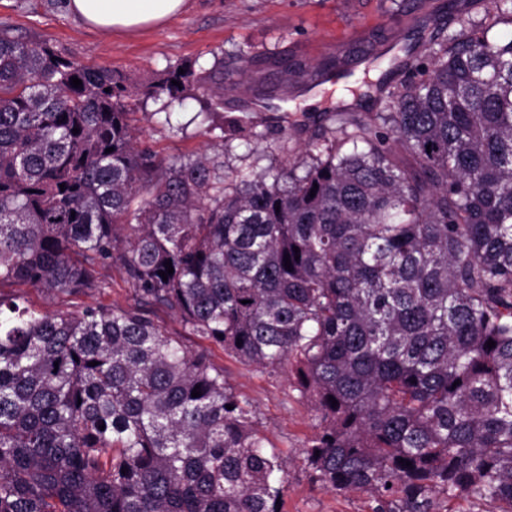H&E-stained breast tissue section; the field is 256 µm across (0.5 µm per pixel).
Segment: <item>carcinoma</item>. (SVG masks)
<instances>
[{"instance_id": "carcinoma-1", "label": "carcinoma", "mask_w": 512, "mask_h": 512, "mask_svg": "<svg viewBox=\"0 0 512 512\" xmlns=\"http://www.w3.org/2000/svg\"><path fill=\"white\" fill-rule=\"evenodd\" d=\"M493 7L512 25V0ZM489 31L439 29L385 111L226 172L142 146L112 71L1 28L0 284L68 296L116 266L133 303L0 296V512H282L288 460L155 308L294 372L324 488L367 512H512V37ZM247 134L203 130L221 148Z\"/></svg>"}]
</instances>
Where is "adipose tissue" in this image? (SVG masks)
Wrapping results in <instances>:
<instances>
[{"label": "adipose tissue", "instance_id": "adipose-tissue-1", "mask_svg": "<svg viewBox=\"0 0 512 512\" xmlns=\"http://www.w3.org/2000/svg\"><path fill=\"white\" fill-rule=\"evenodd\" d=\"M187 0H68L69 11L100 30L158 25L179 15Z\"/></svg>", "mask_w": 512, "mask_h": 512}]
</instances>
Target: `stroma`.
Here are the masks:
<instances>
[{"mask_svg": "<svg viewBox=\"0 0 512 512\" xmlns=\"http://www.w3.org/2000/svg\"><path fill=\"white\" fill-rule=\"evenodd\" d=\"M491 0H188L185 11L164 26L136 33L102 32L70 14L66 0H0V27L14 35L45 42L62 56L90 68H107L137 91L136 126L142 141L165 158L211 152L196 112L208 97L192 86L179 103L167 95L147 96L166 69L189 66L196 75L224 69V124L238 123L255 138L235 139L224 147V167L275 164L297 156L326 124L329 114L361 116L381 111L384 96L339 99L341 90L376 78L386 88L399 82L396 67L408 57H423L440 26L456 29L468 16L485 20ZM350 69L337 83L313 82L318 101L307 106L301 78L280 74V62L313 72L327 61ZM177 112L180 129L170 128L164 111ZM107 286L54 297L33 288L6 285L0 294L32 310L76 312L87 306L127 307L132 290L118 268L100 272ZM235 391L247 398L261 433L288 456V482L282 512H366L365 496L327 491L313 482L303 449L315 431L316 416L287 372L243 365L223 348H209Z\"/></svg>", "mask_w": 512, "mask_h": 512, "instance_id": "obj_1", "label": "stroma"}]
</instances>
